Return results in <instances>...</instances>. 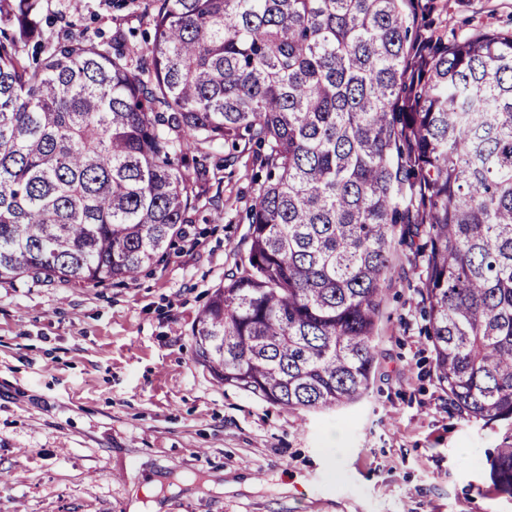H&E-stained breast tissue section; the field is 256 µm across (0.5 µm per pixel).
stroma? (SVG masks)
<instances>
[{
    "instance_id": "obj_1",
    "label": "stroma",
    "mask_w": 512,
    "mask_h": 512,
    "mask_svg": "<svg viewBox=\"0 0 512 512\" xmlns=\"http://www.w3.org/2000/svg\"><path fill=\"white\" fill-rule=\"evenodd\" d=\"M149 0H40L56 33L147 30ZM420 34L512 29V0H415ZM251 153L211 168L212 202L135 279L0 284V512H512L487 454L512 423L448 405L422 272L393 238L371 385L352 407L288 412L218 385L192 327L236 259L260 183Z\"/></svg>"
}]
</instances>
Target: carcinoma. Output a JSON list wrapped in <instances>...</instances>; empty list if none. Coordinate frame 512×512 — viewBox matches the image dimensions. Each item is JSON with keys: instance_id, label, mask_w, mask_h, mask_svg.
<instances>
[{"instance_id": "cac0c4a2", "label": "carcinoma", "mask_w": 512, "mask_h": 512, "mask_svg": "<svg viewBox=\"0 0 512 512\" xmlns=\"http://www.w3.org/2000/svg\"><path fill=\"white\" fill-rule=\"evenodd\" d=\"M0 0V284L162 260L210 150L266 171L246 256L192 329L214 380L289 412L360 401L395 227L426 235L450 405L512 421V31L410 40V0H154L150 43L53 40ZM512 495V443L488 458Z\"/></svg>"}]
</instances>
